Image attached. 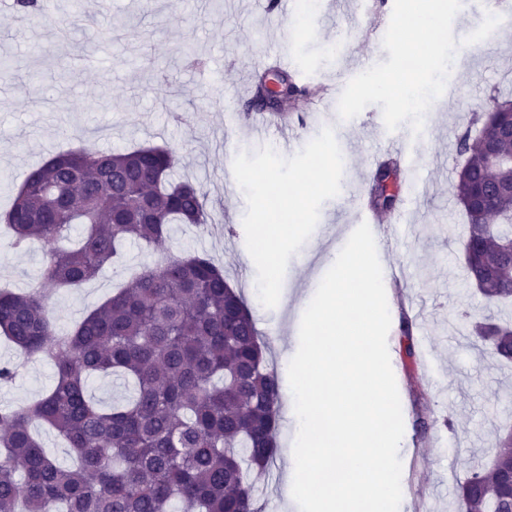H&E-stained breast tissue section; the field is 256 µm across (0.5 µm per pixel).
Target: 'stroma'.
<instances>
[{
    "label": "stroma",
    "mask_w": 512,
    "mask_h": 512,
    "mask_svg": "<svg viewBox=\"0 0 512 512\" xmlns=\"http://www.w3.org/2000/svg\"><path fill=\"white\" fill-rule=\"evenodd\" d=\"M486 0H463L453 21L461 40L449 83L458 94L433 102L420 134L401 124L402 137L416 159L418 177L427 184L419 206L404 215L413 231L392 235L385 259L399 278L387 288L391 326L388 350L400 395L404 440L401 454L406 473L405 512H456L459 481L473 464L486 460L497 429L512 424V368H499L478 355L457 321L459 311H488L485 299L466 279L461 243L466 218L453 195V178L464 158L458 136L474 115L493 101H512V16L485 40L464 39L483 21ZM80 14L92 21L60 40L56 28L39 23L23 30L0 17V61L12 75L0 90V183L18 188L37 165L59 151L86 146L108 152L132 146H168L177 152L175 179L201 184L206 192L210 224L219 233L178 224L171 234L174 252L205 253L223 267L227 281L246 299L280 380L288 378L284 349L299 343L301 291H315L345 244L347 225L358 216L337 196L324 202L319 227L287 265L281 296L274 308L264 307L253 287L257 271L247 260L243 218L247 203L233 174L241 152L273 145L272 137L252 129L254 116L247 98L254 73L262 71L272 48L290 55L289 72L298 86L335 88L343 92L348 70L365 71L388 60L371 32L387 15L352 11L336 0H319L305 17L293 13L294 43H281L275 12L268 0H86ZM325 95L298 97L302 115L293 122L297 147H304L324 128L339 130L343 182L368 192L372 157L388 159V130L380 105L367 106L344 121L338 100ZM147 257L140 246L127 245L123 262L105 269L81 287L54 298L58 330L73 323L111 296ZM42 248L32 244L16 251L0 241V281L27 289L36 282ZM409 321L417 368L407 372L399 353L401 321ZM19 361L16 378L0 385V408L22 407L46 393L54 369L40 359H20L0 342V361ZM425 417L429 429L418 435L414 424ZM275 460L258 481L263 512H281L282 465L292 446L288 424H281Z\"/></svg>",
    "instance_id": "1"
}]
</instances>
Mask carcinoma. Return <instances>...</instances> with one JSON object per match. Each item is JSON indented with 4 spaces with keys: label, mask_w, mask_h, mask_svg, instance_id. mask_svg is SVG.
<instances>
[{
    "label": "carcinoma",
    "mask_w": 512,
    "mask_h": 512,
    "mask_svg": "<svg viewBox=\"0 0 512 512\" xmlns=\"http://www.w3.org/2000/svg\"><path fill=\"white\" fill-rule=\"evenodd\" d=\"M46 19L44 0H16ZM458 138L465 164L455 197L468 224L462 241L470 281L489 303H512V158L495 116ZM175 151L79 147L33 169L11 208L0 212L10 246L43 245L39 278L26 293L0 289V336L26 358L50 363L56 382L30 405L0 409V512H261L256 482L276 454L281 383L265 356L251 310L204 254H176L173 224H207L201 186L175 180ZM134 242L157 255L73 327L56 328L52 302L118 262ZM471 345L512 363V323L469 320ZM405 367L417 361L400 327ZM132 384L124 403L104 408L89 395L95 374ZM35 422L54 428L75 463L50 458ZM512 471V427L495 453L459 485L460 512H512L501 479Z\"/></svg>",
    "instance_id": "carcinoma-1"
}]
</instances>
